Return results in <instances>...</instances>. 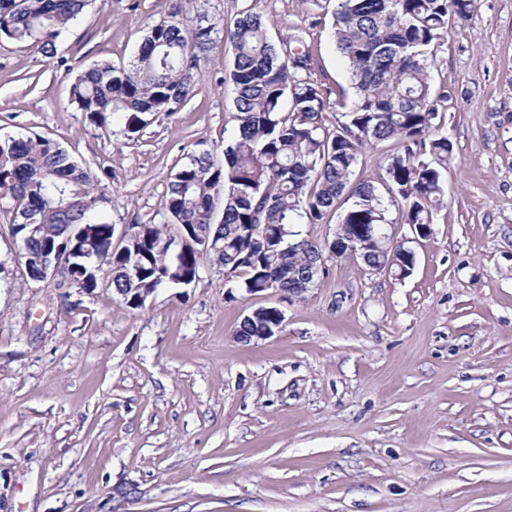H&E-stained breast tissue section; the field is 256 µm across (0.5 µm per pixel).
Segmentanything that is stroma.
<instances>
[{
  "label": "stroma",
  "mask_w": 512,
  "mask_h": 512,
  "mask_svg": "<svg viewBox=\"0 0 512 512\" xmlns=\"http://www.w3.org/2000/svg\"><path fill=\"white\" fill-rule=\"evenodd\" d=\"M181 0H90L54 56L0 40V137L49 136L91 168L115 233L165 224L191 152L223 162L232 50L135 139L71 102L80 73L129 64ZM334 0H262L300 31L309 75L352 101ZM453 145L428 237L392 228L410 273L329 260L305 298L250 295L202 260L133 306L112 288L28 282L0 199V512H512V0H476L430 69ZM274 306V336L236 340ZM271 308H274L275 313L278 314L274 321H269L266 315L268 309L263 307L254 309L251 313L245 315L235 331V336L237 331L240 330L241 324L254 325L255 332L252 336H236L237 340L242 343H258L259 341L272 337L276 332H278L281 329L284 320L283 314L277 307ZM279 314L282 316V322Z\"/></svg>",
  "instance_id": "1"
}]
</instances>
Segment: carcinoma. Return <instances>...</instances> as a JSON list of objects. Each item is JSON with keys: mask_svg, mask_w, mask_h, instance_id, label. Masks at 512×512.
<instances>
[{"mask_svg": "<svg viewBox=\"0 0 512 512\" xmlns=\"http://www.w3.org/2000/svg\"><path fill=\"white\" fill-rule=\"evenodd\" d=\"M89 0H0V38L37 45L52 55L62 32ZM261 0L233 26L206 13L185 11L182 22L149 28L135 60L116 67L97 62L72 86V100L90 123L121 124L134 138L158 112L172 114L193 93L202 63L224 34L233 48L229 72L236 89L235 133L222 152L191 154L169 178L166 207L176 230L224 247L206 258L224 266L225 285L250 295L261 288H293L305 258L330 241L297 230L338 215L335 236L370 241L367 264L401 277L388 248L390 207L400 221L426 237L432 212L443 205L444 174L452 158L448 137L437 133L439 102L433 87L435 52L456 20L467 19L475 0H336L332 37L351 72L355 97L336 126L322 112L331 102L305 71L310 55L292 35L276 44ZM380 183L355 176L363 151L385 143ZM7 199L17 230L12 237L31 255L60 242L67 226L86 224L99 261L84 267L79 287H98L100 274L116 294L124 288L191 284L201 257L181 248L165 224L145 226L137 250L112 249V224L100 214L104 196L97 177L53 139L33 134L0 139V199ZM222 203V218L215 208ZM41 225L28 232L29 219Z\"/></svg>", "mask_w": 512, "mask_h": 512, "instance_id": "obj_1", "label": "carcinoma"}]
</instances>
